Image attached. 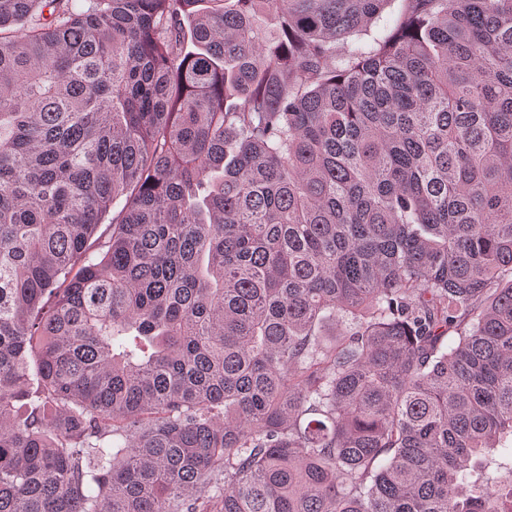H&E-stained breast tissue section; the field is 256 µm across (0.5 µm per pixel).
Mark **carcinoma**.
<instances>
[{
	"label": "carcinoma",
	"instance_id": "carcinoma-1",
	"mask_svg": "<svg viewBox=\"0 0 512 512\" xmlns=\"http://www.w3.org/2000/svg\"><path fill=\"white\" fill-rule=\"evenodd\" d=\"M387 3L0 0V512H512V0Z\"/></svg>",
	"mask_w": 512,
	"mask_h": 512
}]
</instances>
